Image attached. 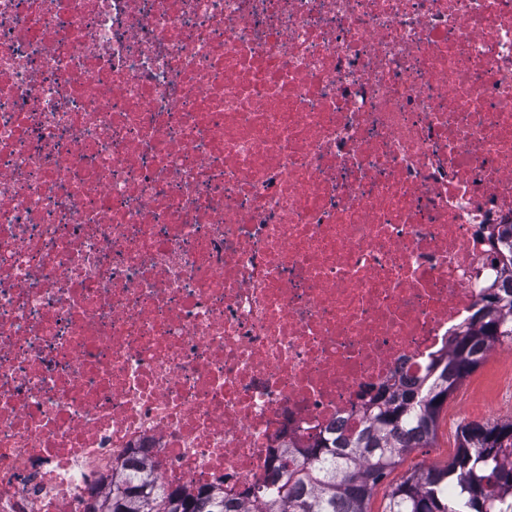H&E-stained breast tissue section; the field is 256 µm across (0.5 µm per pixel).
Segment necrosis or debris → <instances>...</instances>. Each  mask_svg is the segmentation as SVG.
I'll return each mask as SVG.
<instances>
[{"instance_id":"necrosis-or-debris-1","label":"necrosis or debris","mask_w":512,"mask_h":512,"mask_svg":"<svg viewBox=\"0 0 512 512\" xmlns=\"http://www.w3.org/2000/svg\"><path fill=\"white\" fill-rule=\"evenodd\" d=\"M510 222L512 0H0V512L269 482Z\"/></svg>"}]
</instances>
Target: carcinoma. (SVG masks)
<instances>
[{
  "instance_id": "carcinoma-1",
  "label": "carcinoma",
  "mask_w": 512,
  "mask_h": 512,
  "mask_svg": "<svg viewBox=\"0 0 512 512\" xmlns=\"http://www.w3.org/2000/svg\"><path fill=\"white\" fill-rule=\"evenodd\" d=\"M490 239L507 280L487 288L485 304L459 325L451 346L432 356L417 382L363 403L356 434L320 435L304 449L285 444L281 478L240 493L251 512H369L374 490L403 456L432 447L448 399L501 338L512 337V223L496 225ZM98 501L106 512H239L222 488L167 490L137 469ZM383 512H512V418L462 426L448 463L392 485Z\"/></svg>"
}]
</instances>
